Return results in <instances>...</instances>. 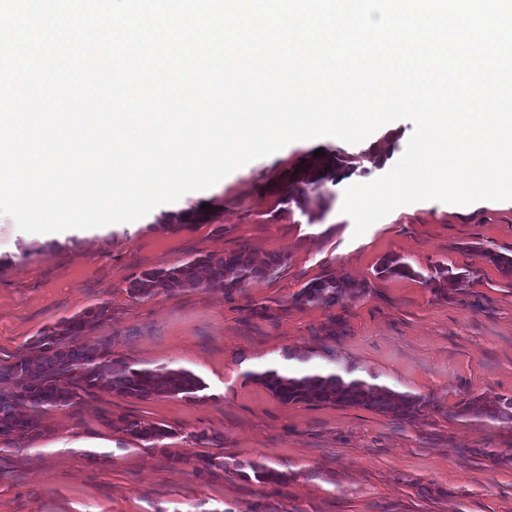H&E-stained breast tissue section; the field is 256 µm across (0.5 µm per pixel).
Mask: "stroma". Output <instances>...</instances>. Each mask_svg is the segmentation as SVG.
Wrapping results in <instances>:
<instances>
[{
  "instance_id": "1",
  "label": "stroma",
  "mask_w": 512,
  "mask_h": 512,
  "mask_svg": "<svg viewBox=\"0 0 512 512\" xmlns=\"http://www.w3.org/2000/svg\"><path fill=\"white\" fill-rule=\"evenodd\" d=\"M412 131L400 120L367 145L294 142L91 240L68 233L42 243L0 215V365L43 328L104 303L112 318L96 334L114 358L185 369L205 385L194 401L96 390L43 414L35 432L0 442V512H512V425L456 415L471 398L512 396V278L478 254L512 256V200L417 202L358 238L341 211L348 186L387 172L373 150L399 159ZM319 147L344 155L352 173L323 185L322 218L283 212L288 170ZM243 245L260 259L282 255L280 273L230 295L127 293L145 271ZM388 255L403 256L414 276H376ZM439 264L471 277L439 294L420 278ZM330 272L362 292L329 308L295 305L305 283ZM327 347L339 371L423 398L420 415L285 403L253 378L276 351L316 364ZM123 415L172 436L144 447L115 427ZM201 431L208 444H196ZM203 455L221 467L200 472ZM252 462L282 480L245 478Z\"/></svg>"
}]
</instances>
